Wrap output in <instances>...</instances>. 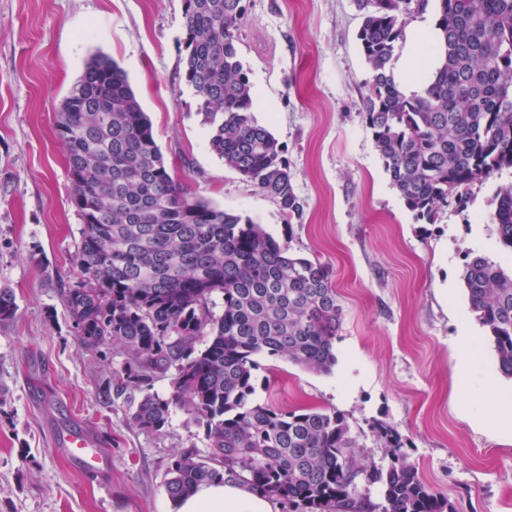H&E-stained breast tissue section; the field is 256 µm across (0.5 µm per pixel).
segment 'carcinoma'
I'll return each instance as SVG.
<instances>
[{
  "instance_id": "cac0c4a2",
  "label": "carcinoma",
  "mask_w": 512,
  "mask_h": 512,
  "mask_svg": "<svg viewBox=\"0 0 512 512\" xmlns=\"http://www.w3.org/2000/svg\"><path fill=\"white\" fill-rule=\"evenodd\" d=\"M435 2L439 65L422 93L407 96L393 59L410 0H356L370 69L365 122L393 187L428 221L450 201L464 203L473 182L512 168V0ZM243 13V0H184V80L210 126L212 152L284 213H296L283 149L251 116L237 46ZM56 134L82 221L83 279L65 298L80 342L123 347L118 390L149 388L155 374L174 370L170 397L145 394L132 423L160 433L178 407L210 441L205 457L193 449L172 456L171 500L230 473L293 512H336L342 503L357 512H445L448 502L419 478L394 429L377 426L389 465L367 467L355 461L341 415L251 399L259 355L324 372L336 364L343 311L328 264L289 255L260 225L175 179L125 71L106 55L86 61ZM490 223L496 243L512 251V182L497 187ZM463 282L499 371L512 378V274L476 256ZM15 312L14 294L0 288V320ZM360 480L377 487L385 505L358 494Z\"/></svg>"
}]
</instances>
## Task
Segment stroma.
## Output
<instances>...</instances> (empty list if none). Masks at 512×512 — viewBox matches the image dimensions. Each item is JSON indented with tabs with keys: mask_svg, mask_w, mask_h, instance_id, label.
<instances>
[{
	"mask_svg": "<svg viewBox=\"0 0 512 512\" xmlns=\"http://www.w3.org/2000/svg\"><path fill=\"white\" fill-rule=\"evenodd\" d=\"M238 50L253 118L284 149L298 215H286L209 147L210 128L183 79V0H0V288L17 312L0 321V512H172V454H206L202 426L174 410L162 433L134 427L139 388L111 391L120 345L83 347L63 296L82 277L56 117L91 55L126 72L171 175L212 205L252 220L290 254L330 265L343 308L337 362L318 372L262 356L253 399L342 415L358 462L389 461L376 427L395 428L421 480L452 512H512V379L470 310L465 264L512 270L489 216L512 169L474 182L466 203L416 219L376 152L362 101L370 71L355 0H244ZM471 377L457 384L463 337ZM502 391L490 399L489 386ZM105 434L109 463L83 471L54 444L57 427Z\"/></svg>",
	"mask_w": 512,
	"mask_h": 512,
	"instance_id": "1",
	"label": "stroma"
}]
</instances>
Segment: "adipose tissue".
I'll return each instance as SVG.
<instances>
[{
	"instance_id": "adipose-tissue-1",
	"label": "adipose tissue",
	"mask_w": 512,
	"mask_h": 512,
	"mask_svg": "<svg viewBox=\"0 0 512 512\" xmlns=\"http://www.w3.org/2000/svg\"><path fill=\"white\" fill-rule=\"evenodd\" d=\"M437 34L436 21L426 15L408 27L405 56L397 71L405 91H423L435 67ZM174 508L175 512H278L279 506L274 497L228 474L223 481L200 485L192 494L178 499Z\"/></svg>"
}]
</instances>
